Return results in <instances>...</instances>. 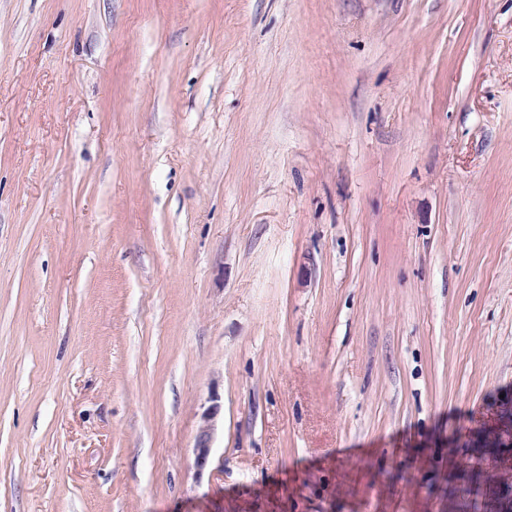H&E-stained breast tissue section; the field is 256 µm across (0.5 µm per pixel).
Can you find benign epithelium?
Returning a JSON list of instances; mask_svg holds the SVG:
<instances>
[{"label": "benign epithelium", "instance_id": "7a95c632", "mask_svg": "<svg viewBox=\"0 0 512 512\" xmlns=\"http://www.w3.org/2000/svg\"><path fill=\"white\" fill-rule=\"evenodd\" d=\"M215 412L204 414L202 426L196 441V464H206L210 448V422ZM486 441L495 442L497 453L478 458V467L494 471L499 475L495 493L478 498L479 512H512V425L500 416L487 426Z\"/></svg>", "mask_w": 512, "mask_h": 512}]
</instances>
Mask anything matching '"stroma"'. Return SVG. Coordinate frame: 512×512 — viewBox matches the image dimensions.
Wrapping results in <instances>:
<instances>
[{"label": "stroma", "mask_w": 512, "mask_h": 512, "mask_svg": "<svg viewBox=\"0 0 512 512\" xmlns=\"http://www.w3.org/2000/svg\"><path fill=\"white\" fill-rule=\"evenodd\" d=\"M510 406L512 0H0V512H463ZM216 409L208 411L203 416L204 425L202 426L196 441V464L199 467H203L208 459L210 439H211V425L209 424L214 417Z\"/></svg>", "instance_id": "1"}]
</instances>
